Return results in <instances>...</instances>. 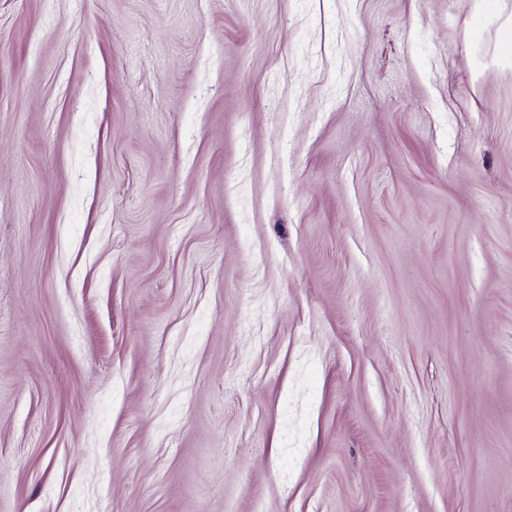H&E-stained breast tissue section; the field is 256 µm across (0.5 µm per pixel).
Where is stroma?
I'll use <instances>...</instances> for the list:
<instances>
[{"instance_id": "obj_1", "label": "stroma", "mask_w": 512, "mask_h": 512, "mask_svg": "<svg viewBox=\"0 0 512 512\" xmlns=\"http://www.w3.org/2000/svg\"><path fill=\"white\" fill-rule=\"evenodd\" d=\"M0 512H512V0H0Z\"/></svg>"}]
</instances>
